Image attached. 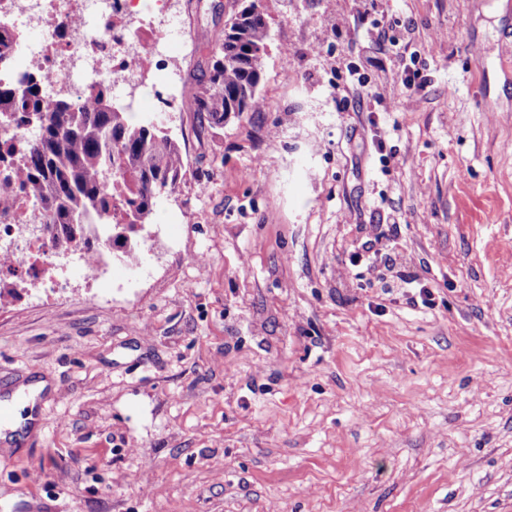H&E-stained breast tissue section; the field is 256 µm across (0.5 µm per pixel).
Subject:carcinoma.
I'll use <instances>...</instances> for the list:
<instances>
[{"label":"carcinoma","mask_w":512,"mask_h":512,"mask_svg":"<svg viewBox=\"0 0 512 512\" xmlns=\"http://www.w3.org/2000/svg\"><path fill=\"white\" fill-rule=\"evenodd\" d=\"M269 38L266 11L229 12L219 53L189 90L193 111L222 126L235 112L261 109L257 89ZM109 96L110 87L100 82L74 112L66 101L44 99L35 85L20 90L0 82V113H9L18 128H38L25 145L21 188L48 216L47 230L65 232L68 241L75 239L77 216L110 225L113 244L126 242L186 171L181 144L163 122L145 117L132 123Z\"/></svg>","instance_id":"cac0c4a2"}]
</instances>
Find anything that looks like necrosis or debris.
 Here are the masks:
<instances>
[{
  "instance_id": "4bbe7bcc",
  "label": "necrosis or debris",
  "mask_w": 512,
  "mask_h": 512,
  "mask_svg": "<svg viewBox=\"0 0 512 512\" xmlns=\"http://www.w3.org/2000/svg\"><path fill=\"white\" fill-rule=\"evenodd\" d=\"M0 16L43 34L6 52L16 80L34 78L45 98L77 107L98 82L139 101L153 96L152 65L170 61L174 43L187 36L186 21L171 12L170 0H0ZM44 224L41 208L15 192L13 204L0 211V279L62 287L68 270L59 254L65 249ZM104 235L100 225H87L84 241L65 250L86 278H96L106 264Z\"/></svg>"
}]
</instances>
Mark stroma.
Returning a JSON list of instances; mask_svg holds the SVG:
<instances>
[{
    "label": "stroma",
    "mask_w": 512,
    "mask_h": 512,
    "mask_svg": "<svg viewBox=\"0 0 512 512\" xmlns=\"http://www.w3.org/2000/svg\"><path fill=\"white\" fill-rule=\"evenodd\" d=\"M224 3L171 0L187 167L141 268L0 290V398L47 382L0 512H512V0H378L371 44L354 0H263L264 107L216 127L179 89Z\"/></svg>",
    "instance_id": "35a3bbf8"
}]
</instances>
